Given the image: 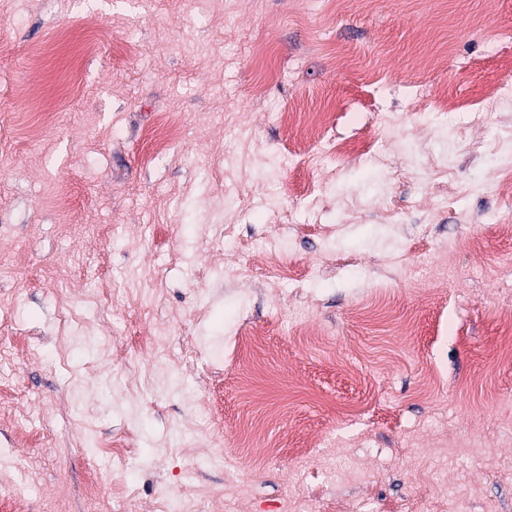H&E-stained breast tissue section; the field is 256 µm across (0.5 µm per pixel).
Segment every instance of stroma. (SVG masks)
Here are the masks:
<instances>
[{"instance_id":"stroma-1","label":"stroma","mask_w":512,"mask_h":512,"mask_svg":"<svg viewBox=\"0 0 512 512\" xmlns=\"http://www.w3.org/2000/svg\"><path fill=\"white\" fill-rule=\"evenodd\" d=\"M510 122L512 0H0V512H512ZM303 114L307 115L304 121L301 119ZM282 117L286 124L296 128V134L301 139L311 143H320L322 141V122L317 112H283Z\"/></svg>"}]
</instances>
